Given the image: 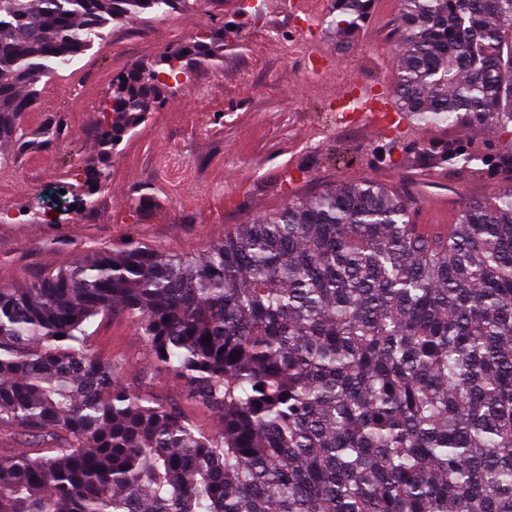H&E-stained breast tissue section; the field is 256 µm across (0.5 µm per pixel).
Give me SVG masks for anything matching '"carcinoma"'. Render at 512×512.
<instances>
[{"instance_id": "obj_1", "label": "carcinoma", "mask_w": 512, "mask_h": 512, "mask_svg": "<svg viewBox=\"0 0 512 512\" xmlns=\"http://www.w3.org/2000/svg\"><path fill=\"white\" fill-rule=\"evenodd\" d=\"M212 2L0 0V142L108 24ZM372 2L333 0L325 33L346 40ZM398 3L397 110L512 137V0ZM216 59L176 42L113 79L86 203L167 78ZM413 150L497 190L423 235L411 197L351 180L199 257L128 241L28 288L0 280V512H512V150ZM117 314L218 429L92 349ZM19 431L28 447L3 446Z\"/></svg>"}]
</instances>
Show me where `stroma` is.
I'll return each mask as SVG.
<instances>
[{"mask_svg": "<svg viewBox=\"0 0 512 512\" xmlns=\"http://www.w3.org/2000/svg\"><path fill=\"white\" fill-rule=\"evenodd\" d=\"M236 0H216L197 8H179L161 20L114 22L101 40L79 54L62 75L45 81L35 105L22 118L30 139L0 144L11 155L0 169V204L22 213L23 223L0 224V277L23 288L51 270L69 266L94 247H112L136 238L168 254L200 256L237 225L281 209L289 195L306 196L332 184L369 178L403 194L412 177L427 167L375 166L371 148L381 138L360 123L346 132L326 120L322 102L299 92L297 69L275 39L284 0H266L265 20L248 25L236 19ZM205 29L224 46L215 62L190 63L136 131L126 136L110 168L108 186L91 207L79 205L86 165L99 157L97 120L112 95V80L133 66L153 61L166 45ZM337 67L353 79L391 86L398 64L396 40L380 21L364 25L337 49ZM67 132L45 134L56 114ZM478 125L404 126L401 142L482 140ZM248 193L235 214L225 212L224 194L239 182ZM198 187L190 210L179 207L186 184ZM493 180L482 176H438L424 193L447 197L457 209L461 196L485 197ZM64 194L70 208L44 214L33 210L36 198L52 201ZM100 354L124 361L123 377L146 371L140 337L125 318L104 323L95 338Z\"/></svg>", "mask_w": 512, "mask_h": 512, "instance_id": "35a3bbf8", "label": "stroma"}]
</instances>
